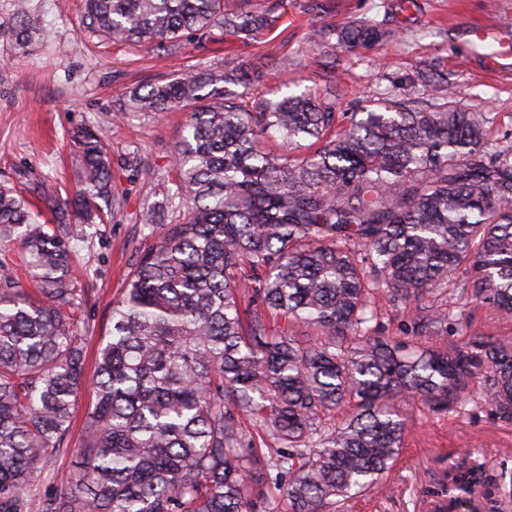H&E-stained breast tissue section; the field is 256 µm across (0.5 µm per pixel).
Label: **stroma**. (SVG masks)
Segmentation results:
<instances>
[{"label": "stroma", "mask_w": 512, "mask_h": 512, "mask_svg": "<svg viewBox=\"0 0 512 512\" xmlns=\"http://www.w3.org/2000/svg\"><path fill=\"white\" fill-rule=\"evenodd\" d=\"M21 1L49 32L25 49L11 34ZM308 2L284 0L279 25L248 41L215 30L159 59L136 43L101 42L86 26L83 0H0V184L20 191L42 223H54L56 203L72 197L77 185L75 134L90 127L109 144L120 208L115 217L69 240L72 274L85 290L76 315L89 328V351H96L109 328L113 299L154 241L139 215L154 206L162 223H176L180 216L166 199L177 191L170 168L187 114L137 112L116 119L136 86L187 70L221 73L276 55L286 59V66L251 87L248 105L267 99L279 86L318 84L332 63L341 95L337 109L351 112L365 94L424 97L428 88L421 76L437 71L447 74L456 104L494 115V132L512 130V0H414L407 12L398 9L397 0H333L335 9L323 16V24L368 16L384 23L392 36L374 49H340L332 56L312 45ZM476 28L487 31L484 41L474 40ZM46 185L54 188L55 202L45 201ZM440 303L460 319L444 345L462 346L475 332L512 337V321L501 320L460 285H448ZM399 408L407 429L394 467L378 488L346 502L342 512H433L432 491L464 462L482 463L493 476L512 477V422L498 418L479 390L455 411L413 399Z\"/></svg>", "instance_id": "35a3bbf8"}]
</instances>
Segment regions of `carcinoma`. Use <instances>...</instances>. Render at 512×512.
<instances>
[{
  "label": "carcinoma",
  "mask_w": 512,
  "mask_h": 512,
  "mask_svg": "<svg viewBox=\"0 0 512 512\" xmlns=\"http://www.w3.org/2000/svg\"><path fill=\"white\" fill-rule=\"evenodd\" d=\"M247 2L85 0V20L108 43L161 57L214 29L255 36L284 11V0ZM40 31L20 10L17 45ZM389 35L349 18L314 43L334 54ZM280 64L191 70L131 92L133 112L189 110L172 160L186 212L163 225L112 302L90 381L67 240L114 195L105 140L77 133V199L56 224L0 186V245L22 250L34 284L22 288L0 264V512H29L88 381L95 402L72 449L76 470L38 512H256L274 493L285 512H340L399 456L398 401L462 407L477 382L512 421V341L437 346L458 320L436 301L456 274L512 319V132L492 138L494 117L456 106L443 76L415 109L367 95L339 112L331 78L247 109L250 86ZM270 134L283 151L265 150ZM375 292L410 313L405 337L372 326ZM270 314L316 339L274 334ZM345 404L342 423L320 426ZM447 482L449 508L499 512L500 483L482 467Z\"/></svg>",
  "instance_id": "cac0c4a2"
}]
</instances>
